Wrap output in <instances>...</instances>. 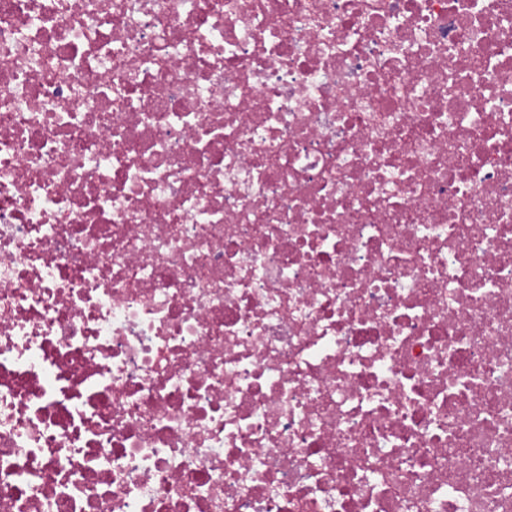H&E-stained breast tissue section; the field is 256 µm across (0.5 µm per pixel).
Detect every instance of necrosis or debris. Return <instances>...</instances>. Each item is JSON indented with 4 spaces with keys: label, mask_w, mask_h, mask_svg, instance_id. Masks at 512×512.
<instances>
[{
    "label": "necrosis or debris",
    "mask_w": 512,
    "mask_h": 512,
    "mask_svg": "<svg viewBox=\"0 0 512 512\" xmlns=\"http://www.w3.org/2000/svg\"><path fill=\"white\" fill-rule=\"evenodd\" d=\"M0 512H512V0H0Z\"/></svg>",
    "instance_id": "4bbe7bcc"
}]
</instances>
